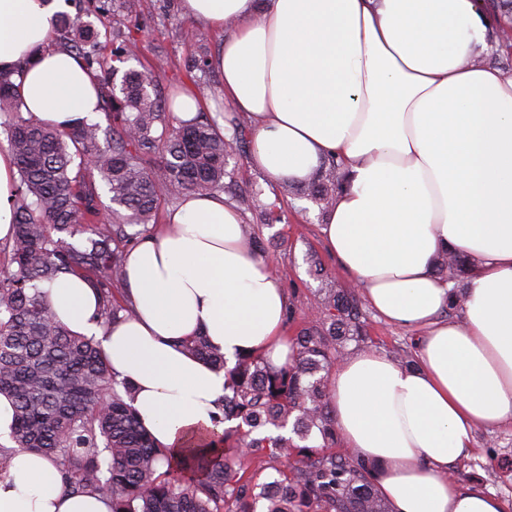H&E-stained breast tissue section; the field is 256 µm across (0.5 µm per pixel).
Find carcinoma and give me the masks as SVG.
<instances>
[{"label": "carcinoma", "mask_w": 512, "mask_h": 512, "mask_svg": "<svg viewBox=\"0 0 512 512\" xmlns=\"http://www.w3.org/2000/svg\"><path fill=\"white\" fill-rule=\"evenodd\" d=\"M55 42L76 56L97 80L99 109L107 120L77 122L69 129L24 116L20 75L28 61L0 70V136L18 181L12 238L0 247L10 268L0 270V395L11 400L10 437L18 448L39 452L60 467L64 489H94L109 497L112 512H391L370 468L357 455L338 450L329 408L328 381L348 344L367 347L370 336L355 288H322L317 313L292 338L295 356L273 367L243 356L233 368L198 335L187 352L227 374L224 447L187 448L175 468L160 472L163 449L139 424L127 402L133 385L117 381L92 337L76 336L50 315L42 287L63 274H78L98 290L106 322L133 316L132 305L113 286L122 283L126 248L143 234L161 203L187 194L224 190L232 176L226 158L248 154L243 139H226L217 118L200 112L173 127L175 115L158 89V69L127 71L120 85L101 54H129L139 27L103 31L78 17L54 18ZM201 46L186 76L209 67L205 35L181 30ZM342 175L323 164L303 187L314 201L336 196ZM114 208L102 210L98 182ZM90 236L78 246V234ZM476 259L445 252L436 270L454 283L448 309L462 308L464 282ZM278 435H273V432ZM322 444H308L310 438ZM262 468L270 455L288 461L277 476L259 483L240 449Z\"/></svg>", "instance_id": "obj_1"}]
</instances>
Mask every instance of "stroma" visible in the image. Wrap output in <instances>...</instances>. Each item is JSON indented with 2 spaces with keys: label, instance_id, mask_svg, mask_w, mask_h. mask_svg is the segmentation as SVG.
Segmentation results:
<instances>
[{
  "label": "stroma",
  "instance_id": "stroma-1",
  "mask_svg": "<svg viewBox=\"0 0 512 512\" xmlns=\"http://www.w3.org/2000/svg\"><path fill=\"white\" fill-rule=\"evenodd\" d=\"M140 32L134 59L119 63V70L138 66L162 64L158 82L162 94H170L186 85L184 64L195 55L193 44L182 41L181 29L192 21L182 9V0H138ZM228 169L234 170V181L226 182L223 194L238 209L243 223L252 225L256 235L263 238L275 261V272L288 295L295 318L288 323L289 334H296L308 314L314 311L320 289L346 288L347 274L328 253L321 237L320 226L329 207L309 196L292 190L281 194L279 183L270 181L263 173L249 166L247 159L231 155ZM262 189L264 199L279 197L281 220L266 225L257 205L247 201L250 189ZM370 346L382 354L396 348L413 349L418 331L398 328L381 321L371 309H364ZM512 424L495 432H478L474 451L454 469L457 480L475 483L498 496L512 501Z\"/></svg>",
  "mask_w": 512,
  "mask_h": 512
}]
</instances>
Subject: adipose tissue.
Returning a JSON list of instances; mask_svg holds the SVG:
<instances>
[{
  "label": "adipose tissue",
  "instance_id": "obj_1",
  "mask_svg": "<svg viewBox=\"0 0 512 512\" xmlns=\"http://www.w3.org/2000/svg\"><path fill=\"white\" fill-rule=\"evenodd\" d=\"M226 32L213 56L228 111L255 135L250 165L300 181L327 158L343 181L320 233L385 321L420 330L413 367L371 349L339 359L329 382L344 448L374 465L392 512H512L452 476L478 430L512 423V74L480 63L483 0H183ZM54 0H0V69L29 59L26 112L68 127L97 117L95 80L69 53L44 50ZM477 260L458 319L445 251ZM136 315L97 317L96 290L66 275L45 285L50 313L98 341L157 447L179 455L224 434L227 377L190 356L204 335L234 366L292 358L287 295L269 258L218 194L188 195L125 256ZM0 512H111L65 490L41 454L15 449Z\"/></svg>",
  "mask_w": 512,
  "mask_h": 512
}]
</instances>
